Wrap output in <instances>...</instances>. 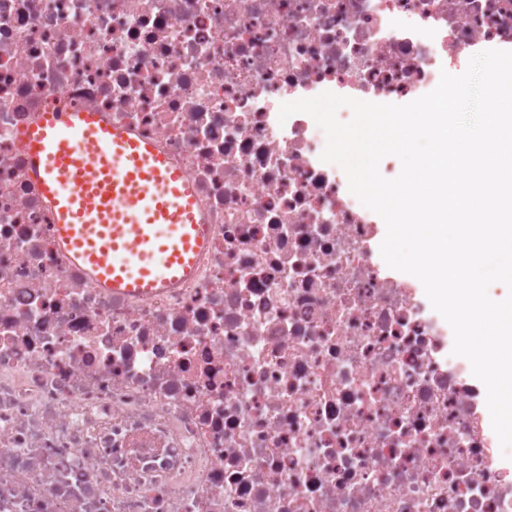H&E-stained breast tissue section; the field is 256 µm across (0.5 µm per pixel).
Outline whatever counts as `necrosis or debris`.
Instances as JSON below:
<instances>
[{
  "label": "necrosis or debris",
  "mask_w": 512,
  "mask_h": 512,
  "mask_svg": "<svg viewBox=\"0 0 512 512\" xmlns=\"http://www.w3.org/2000/svg\"><path fill=\"white\" fill-rule=\"evenodd\" d=\"M512 50V0H0V512H512L486 389L381 218L281 104H406ZM62 104L152 140L196 277L91 286L19 135Z\"/></svg>",
  "instance_id": "4bbe7bcc"
}]
</instances>
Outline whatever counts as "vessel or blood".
I'll return each mask as SVG.
<instances>
[{
	"label": "vessel or blood",
	"instance_id": "1",
	"mask_svg": "<svg viewBox=\"0 0 512 512\" xmlns=\"http://www.w3.org/2000/svg\"><path fill=\"white\" fill-rule=\"evenodd\" d=\"M55 242L96 287L148 296L190 279L210 241L194 186L150 141L56 108L23 134Z\"/></svg>",
	"mask_w": 512,
	"mask_h": 512
}]
</instances>
